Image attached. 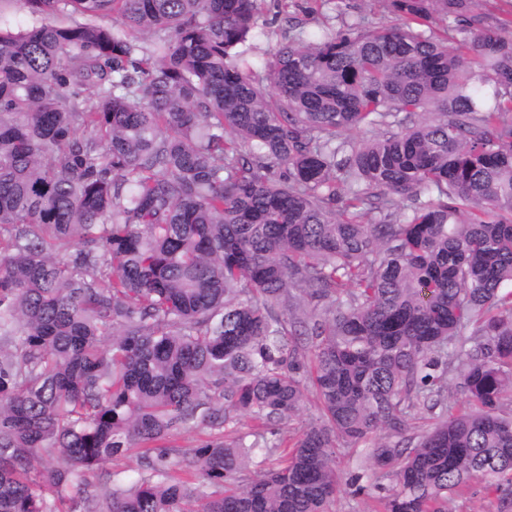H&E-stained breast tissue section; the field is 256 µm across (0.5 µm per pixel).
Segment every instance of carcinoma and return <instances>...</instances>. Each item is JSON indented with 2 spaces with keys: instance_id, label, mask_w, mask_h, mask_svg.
<instances>
[{
  "instance_id": "obj_1",
  "label": "carcinoma",
  "mask_w": 512,
  "mask_h": 512,
  "mask_svg": "<svg viewBox=\"0 0 512 512\" xmlns=\"http://www.w3.org/2000/svg\"><path fill=\"white\" fill-rule=\"evenodd\" d=\"M261 2L0 0V512H330L374 436L382 512L512 485V13L386 0L257 66ZM340 5L346 12L344 18L349 23L360 17L375 25L390 24L393 20L386 8L385 0H346ZM208 432L209 430L204 428L203 425H199L196 428L183 429L168 439V445L175 446L181 452H192L207 437L206 434ZM138 468L136 455H127L116 460H109L105 462L99 470L87 474V479L90 483L101 486L100 489L105 491L107 488L112 487V483L108 484L106 487L104 485V480L102 479L103 474L106 472L121 473L119 478H122L123 483L128 485L138 477Z\"/></svg>"
}]
</instances>
